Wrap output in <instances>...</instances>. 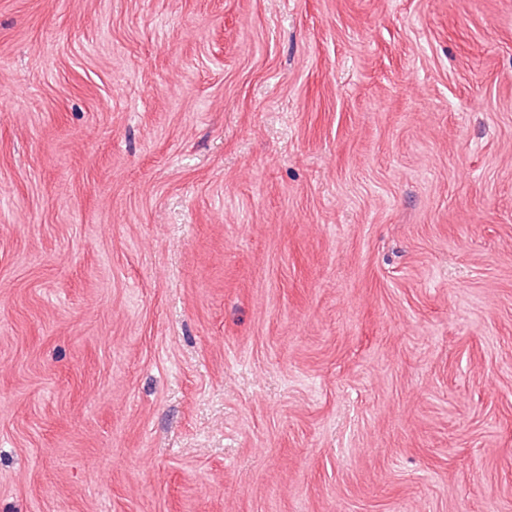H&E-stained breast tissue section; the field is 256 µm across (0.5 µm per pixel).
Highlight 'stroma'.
<instances>
[{"label":"stroma","mask_w":512,"mask_h":512,"mask_svg":"<svg viewBox=\"0 0 512 512\" xmlns=\"http://www.w3.org/2000/svg\"><path fill=\"white\" fill-rule=\"evenodd\" d=\"M0 512H512V0H0Z\"/></svg>","instance_id":"obj_1"}]
</instances>
